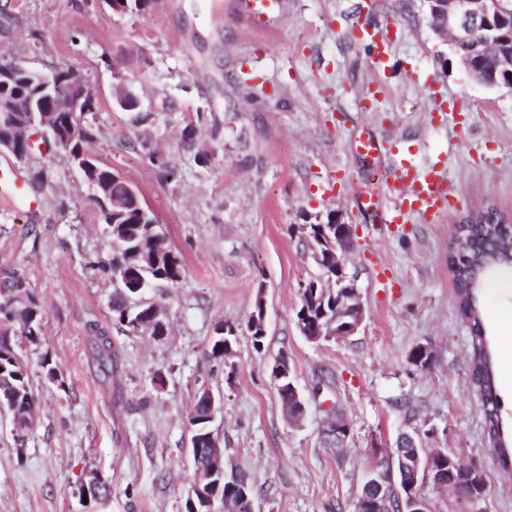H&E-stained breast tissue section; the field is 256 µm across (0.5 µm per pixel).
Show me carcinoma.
<instances>
[{
    "label": "carcinoma",
    "mask_w": 512,
    "mask_h": 512,
    "mask_svg": "<svg viewBox=\"0 0 512 512\" xmlns=\"http://www.w3.org/2000/svg\"><path fill=\"white\" fill-rule=\"evenodd\" d=\"M103 3L114 13L144 14L150 10L153 0H103ZM472 53L475 63L485 72L490 74L497 70L496 60L485 54L482 47L473 46ZM28 73L29 69L20 62L0 65V82L10 84L9 90L0 95V107L12 109L6 117L11 126H0V137H13L23 131L29 138L40 129L41 109L56 110L57 124L51 141L69 155L89 158L92 166V201L111 240V277L121 283L120 287L113 289L108 305L112 322L128 333L136 332V327L143 324L152 326L151 336L155 338L167 335L168 311L157 308L156 303L150 300V292L172 288L182 281L185 274L182 256L170 248L166 233L157 224L143 196L128 199L124 208L114 211L98 194L107 188L112 196H123L127 194L129 183L120 173L99 164L93 156L94 129L81 120L91 99L85 96L75 101L70 97L71 85L78 79L76 73L68 67L59 66L51 73V83L46 87L38 82L28 84ZM481 288L483 285H478L472 297L467 285L456 283L458 311L466 318L471 330L469 360L474 370L472 384L482 399L485 432L488 440L493 442L499 431L500 401L490 345L480 313ZM307 292L316 294V297L306 299L311 324L322 325L334 317L335 327L341 328L352 321L351 312L337 309L332 297L324 295V289L309 288ZM43 319L42 306L24 274L13 270L1 275L0 409H6L13 419L19 418L15 434L20 439L32 431L36 407L31 370L22 353L20 340L36 343L43 330ZM93 330L94 355L100 371L109 379L118 369V355L107 331L96 324ZM230 331V325L216 327L209 351L211 359H229V349L235 346L237 339ZM433 360L431 347L422 344L412 347L407 356V362L420 369L428 368ZM193 410L196 421L191 423L192 435L201 436L213 430V422L209 420L205 406L196 402ZM376 469L387 477L390 472H395L394 483L388 484L391 512H401V502L406 500L409 488L401 476L398 458L385 454ZM482 482L483 475L475 473L464 481L453 483V486L462 494L476 495ZM252 494L253 487L247 476L238 471L227 481L214 479L205 497L185 500L184 512H208L211 497L224 501L228 512H249Z\"/></svg>",
    "instance_id": "1"
}]
</instances>
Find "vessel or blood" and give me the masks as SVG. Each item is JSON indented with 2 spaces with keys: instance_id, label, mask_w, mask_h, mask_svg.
<instances>
[{
  "instance_id": "1",
  "label": "vessel or blood",
  "mask_w": 512,
  "mask_h": 512,
  "mask_svg": "<svg viewBox=\"0 0 512 512\" xmlns=\"http://www.w3.org/2000/svg\"><path fill=\"white\" fill-rule=\"evenodd\" d=\"M396 27L366 26L360 41L370 52L373 79L361 98L363 109L381 100L387 90V63L395 42ZM459 203V193L445 168L434 164L425 168L400 163L386 185L385 194H368L361 199L363 209L383 211L386 224L398 226L413 221L435 224Z\"/></svg>"
}]
</instances>
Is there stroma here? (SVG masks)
<instances>
[{"label":"stroma","mask_w":512,"mask_h":512,"mask_svg":"<svg viewBox=\"0 0 512 512\" xmlns=\"http://www.w3.org/2000/svg\"><path fill=\"white\" fill-rule=\"evenodd\" d=\"M366 23L399 29L387 95L371 112L359 106L373 78L357 38ZM16 60L45 75L67 64L85 81L95 157L143 194L185 276L165 296L167 336L119 330L107 308L112 249L90 186L63 149L32 150L22 163L0 149L2 166L51 174L38 207L0 205V269L25 274L45 310L39 343L25 347L38 396L33 431L17 441L0 413V512H182L188 413L204 384L223 396L214 426L225 464L253 487L252 512H354L410 409L421 429L437 431L428 447L480 461L495 488L473 504L424 484L432 512H512V473L484 431L471 331L448 268L455 228L473 211L512 217V90L470 78L433 32L424 0H154L143 15L101 0H0V63ZM122 84L136 110L115 103ZM451 104L462 129L445 119ZM138 113L149 122L135 124ZM190 122L189 148L181 134ZM368 134L398 140L418 165L444 162L458 207L440 223L387 234L357 200L384 191L398 158L357 155ZM330 181L340 189L327 199ZM336 210L357 231L347 269L364 319L355 335L314 344L295 324L299 284L319 272L300 226ZM259 298L268 332L257 350L246 325ZM481 314L512 428V337L501 330L512 291L484 289ZM225 323L238 339L231 366L218 367L207 354ZM94 324L121 357L109 380L92 356ZM417 344L431 346L429 368L408 364ZM282 352L306 403L296 424L271 376ZM45 361L63 385L45 380ZM339 415L350 432L338 452L324 431ZM96 476L111 494L83 497Z\"/></svg>","instance_id":"obj_1"}]
</instances>
